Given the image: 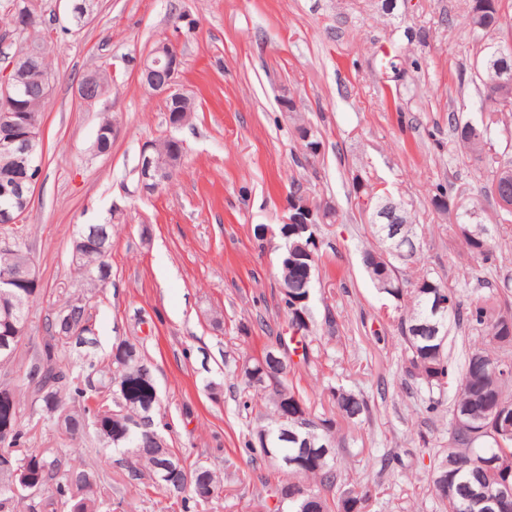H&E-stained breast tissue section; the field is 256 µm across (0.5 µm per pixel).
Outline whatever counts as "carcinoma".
Masks as SVG:
<instances>
[{"instance_id": "carcinoma-1", "label": "carcinoma", "mask_w": 512, "mask_h": 512, "mask_svg": "<svg viewBox=\"0 0 512 512\" xmlns=\"http://www.w3.org/2000/svg\"><path fill=\"white\" fill-rule=\"evenodd\" d=\"M484 0H472L470 29L478 36L497 32L501 40L488 52L480 74V119L476 122L451 116L449 124L456 141L476 161L493 148V139L512 136L492 108L491 94L500 93L512 104V26L501 15L499 0L487 7ZM52 85L29 82L19 89L20 108L39 118L45 110ZM156 153L173 160L183 156V145L164 138L154 142ZM370 202L374 235L379 246L366 248L361 264L379 293L396 302L389 316L403 346L406 376L429 394V408L440 401L432 394L453 391L448 407V447L433 460L431 482L437 500L447 512H488L487 502L498 499L495 512H512V275L499 280L468 303L458 299L455 289L423 271L412 282L400 276V269L419 264L423 253L414 225L408 223L400 203L387 193L364 192ZM330 214L314 216L315 224L306 234L288 235L277 270L287 313L285 331H277L279 356L289 364L309 366L318 362L326 344L340 339L341 324L333 309L316 316L309 293L319 278V246L313 235L317 225ZM97 230L88 239L83 258L76 264L83 291L68 293L60 308L46 318L48 339L21 378L39 411L52 418L61 435L76 437L92 425L100 444L124 448L145 465L149 476L161 477V466L176 473L166 488L181 505L206 506L219 493L220 484L205 465L187 467L155 427L141 428L137 420L152 418L160 400L150 370L136 345H116L112 359L83 373L61 366L59 353L92 324V305L74 307L77 298L91 299L112 275L109 256L112 225L88 224ZM449 232L459 240L466 254L482 265L497 260L495 236L481 224L455 217ZM33 262L31 252L17 245L0 248V273ZM40 293L39 285L22 289L19 299L0 297V360L9 361L26 333L28 311ZM448 301L438 310L435 299ZM473 332L482 343L469 347L459 367L451 365L448 325ZM271 363L263 356L248 357L240 367L244 395H264L270 409V423L256 426L244 441V449L275 462L282 469L276 481H265L261 499L264 512H370L375 489L351 480L338 465V455L347 451L343 427L355 426L369 414L364 396L342 384H327L319 401L304 395L294 385V374L285 372L277 386L270 388L266 370ZM17 432L11 443L0 445V512H100L101 478L94 469H61V460L49 451H23L24 429L19 401H14ZM26 474L31 484L45 493L33 498L19 486L16 473ZM288 485L297 496L275 505L278 489Z\"/></svg>"}]
</instances>
